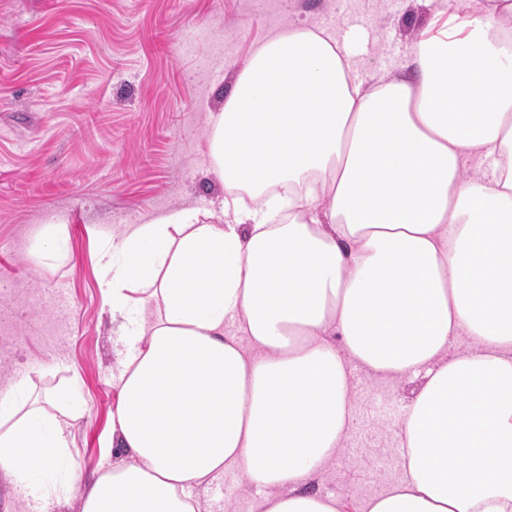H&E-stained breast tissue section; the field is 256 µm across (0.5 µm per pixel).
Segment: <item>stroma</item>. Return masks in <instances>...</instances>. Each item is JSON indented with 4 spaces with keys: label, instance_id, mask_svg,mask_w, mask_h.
<instances>
[{
    "label": "stroma",
    "instance_id": "stroma-1",
    "mask_svg": "<svg viewBox=\"0 0 512 512\" xmlns=\"http://www.w3.org/2000/svg\"><path fill=\"white\" fill-rule=\"evenodd\" d=\"M432 19L424 0H0V390L21 374L37 392L81 390L82 412L61 420L79 483L56 512H81L112 455L119 357L100 254L129 225L221 196L206 138L226 67L307 24L365 32L359 71L388 72ZM51 223L68 251L44 268L34 240ZM420 384L355 370L350 436L308 490L360 512L398 482L401 421ZM199 496L206 512H255L230 473Z\"/></svg>",
    "mask_w": 512,
    "mask_h": 512
}]
</instances>
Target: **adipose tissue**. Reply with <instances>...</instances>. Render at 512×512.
<instances>
[{
    "label": "adipose tissue",
    "instance_id": "ef3b65f1",
    "mask_svg": "<svg viewBox=\"0 0 512 512\" xmlns=\"http://www.w3.org/2000/svg\"><path fill=\"white\" fill-rule=\"evenodd\" d=\"M448 9L464 29L421 32L385 74L352 80L351 44L307 25L235 72L209 116L217 223L176 210L103 257L123 455L82 512H203L228 472L257 512H341L306 484L350 434L356 367L423 380L404 475L361 512H512V0ZM28 390L0 392V476L50 512L36 477L73 467L57 416L80 393Z\"/></svg>",
    "mask_w": 512,
    "mask_h": 512
}]
</instances>
